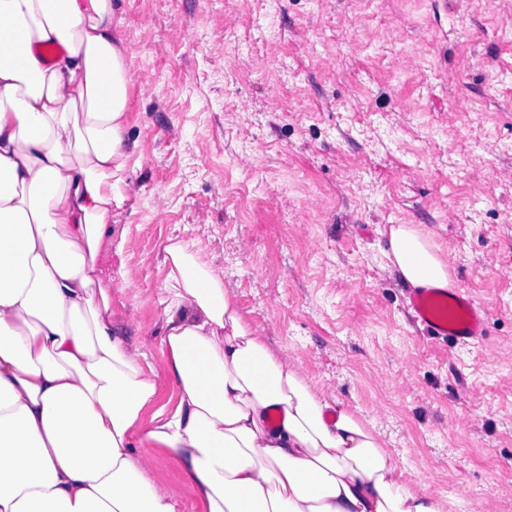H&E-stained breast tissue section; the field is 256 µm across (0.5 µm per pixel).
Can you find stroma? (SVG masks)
<instances>
[{
  "label": "stroma",
  "mask_w": 512,
  "mask_h": 512,
  "mask_svg": "<svg viewBox=\"0 0 512 512\" xmlns=\"http://www.w3.org/2000/svg\"><path fill=\"white\" fill-rule=\"evenodd\" d=\"M112 9L134 50L100 256L120 335L163 367L164 248L189 242L449 512H512V0ZM393 224L429 227L488 307L480 345L410 323L381 249Z\"/></svg>",
  "instance_id": "obj_1"
}]
</instances>
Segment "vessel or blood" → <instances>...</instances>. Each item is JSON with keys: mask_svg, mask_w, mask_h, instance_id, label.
Masks as SVG:
<instances>
[{"mask_svg": "<svg viewBox=\"0 0 512 512\" xmlns=\"http://www.w3.org/2000/svg\"><path fill=\"white\" fill-rule=\"evenodd\" d=\"M448 306L447 314L435 311V304ZM409 307L426 336L451 344L467 345L482 341L488 333L490 316L487 308L459 288H415Z\"/></svg>", "mask_w": 512, "mask_h": 512, "instance_id": "b4317fda", "label": "vessel or blood"}]
</instances>
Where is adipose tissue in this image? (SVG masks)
I'll return each mask as SVG.
<instances>
[{"label": "adipose tissue", "instance_id": "adipose-tissue-1", "mask_svg": "<svg viewBox=\"0 0 512 512\" xmlns=\"http://www.w3.org/2000/svg\"><path fill=\"white\" fill-rule=\"evenodd\" d=\"M129 84L112 0H0V512H179L162 456L203 512H448L184 241L165 247L164 372L117 333L98 258ZM385 237L408 287H452L429 231Z\"/></svg>", "mask_w": 512, "mask_h": 512}]
</instances>
